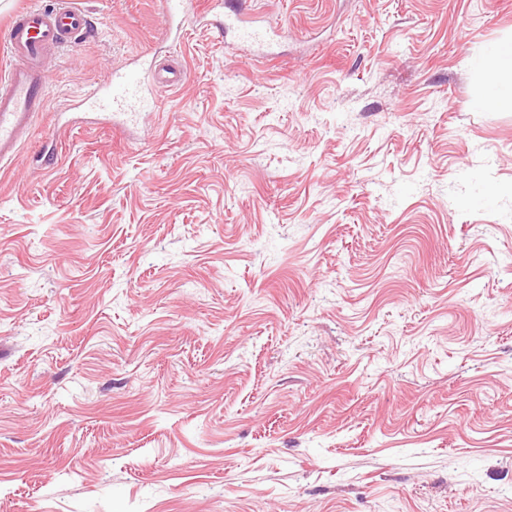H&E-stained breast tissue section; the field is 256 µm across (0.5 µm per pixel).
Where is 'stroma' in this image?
Segmentation results:
<instances>
[{"instance_id":"obj_1","label":"stroma","mask_w":512,"mask_h":512,"mask_svg":"<svg viewBox=\"0 0 512 512\" xmlns=\"http://www.w3.org/2000/svg\"><path fill=\"white\" fill-rule=\"evenodd\" d=\"M0 171V512H512V0H71ZM140 123L54 124L133 54ZM54 139L58 160L38 159ZM163 29L168 40L177 45L181 41V33L177 24L180 15L195 7L193 0H162ZM172 45V46H173ZM242 2H238L237 6H231L230 2L223 0H208L205 1V10L212 12L218 10L219 13L224 15V36L226 37L229 31L237 30L238 38L243 43H259L263 46L265 43L264 36L261 32L250 26V22L245 21V16L248 11L242 6ZM224 9L226 11H224ZM468 67L485 81L482 103L487 107L512 110V41H501L467 58ZM509 73L511 81L500 80Z\"/></svg>"}]
</instances>
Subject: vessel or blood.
I'll use <instances>...</instances> for the list:
<instances>
[{
    "label": "vessel or blood",
    "instance_id": "vessel-or-blood-1",
    "mask_svg": "<svg viewBox=\"0 0 512 512\" xmlns=\"http://www.w3.org/2000/svg\"><path fill=\"white\" fill-rule=\"evenodd\" d=\"M161 5L167 39L180 43L177 19L194 8V0H161ZM205 9L223 12L225 30L237 31L240 41L263 43V34L246 21L245 7L230 5L228 0H206ZM95 32L90 13L73 7L70 0H54L50 5L34 0L17 11L0 32V44L10 57L8 69L0 73V169L16 162L47 110L49 60L53 53L78 44ZM145 71L142 65L114 71L111 82L81 98V105L87 106L96 121H130L156 105L158 89L178 87L186 77L180 64L151 78L146 77Z\"/></svg>",
    "mask_w": 512,
    "mask_h": 512
}]
</instances>
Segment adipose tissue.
I'll return each mask as SVG.
<instances>
[{
	"label": "adipose tissue",
	"instance_id": "obj_1",
	"mask_svg": "<svg viewBox=\"0 0 512 512\" xmlns=\"http://www.w3.org/2000/svg\"><path fill=\"white\" fill-rule=\"evenodd\" d=\"M468 67L485 81L482 102L492 108L512 110V81L502 82L503 74H512V41H501L468 57Z\"/></svg>",
	"mask_w": 512,
	"mask_h": 512
}]
</instances>
